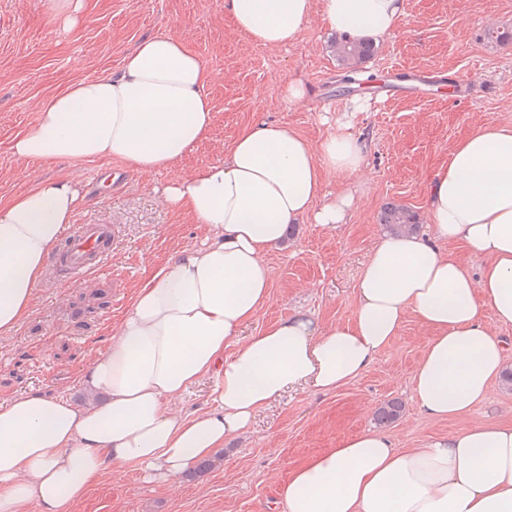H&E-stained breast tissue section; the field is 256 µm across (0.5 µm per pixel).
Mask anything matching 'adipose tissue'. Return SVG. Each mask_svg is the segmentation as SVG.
Wrapping results in <instances>:
<instances>
[{"label": "adipose tissue", "instance_id": "obj_1", "mask_svg": "<svg viewBox=\"0 0 512 512\" xmlns=\"http://www.w3.org/2000/svg\"><path fill=\"white\" fill-rule=\"evenodd\" d=\"M316 10L339 35L376 42L404 19L406 0H224L234 27L270 48L295 43ZM209 78L174 34L145 38L120 72L75 81L43 104L12 154L170 167L210 130ZM364 163L345 121L313 142L258 116L222 161L172 179L164 203L200 224L204 240L151 273L83 373L104 402L81 407L29 391L0 404V512H63L90 480L125 464L148 481L176 479L288 390L334 391L359 376L410 313L432 332L412 376L418 408L448 420L484 403L508 361L494 328L512 325L511 127L487 122L457 141L428 186L433 237L379 240L350 323L325 328L299 311L236 344L269 298L266 253L283 245L289 225L346 223L354 197L326 192L325 177ZM84 197L80 182L56 177L0 205V337L28 315ZM447 240L483 258L479 275L440 249ZM210 375L211 408L170 409ZM280 497L286 512H512V425L477 423L405 450L369 430L294 469Z\"/></svg>", "mask_w": 512, "mask_h": 512}]
</instances>
